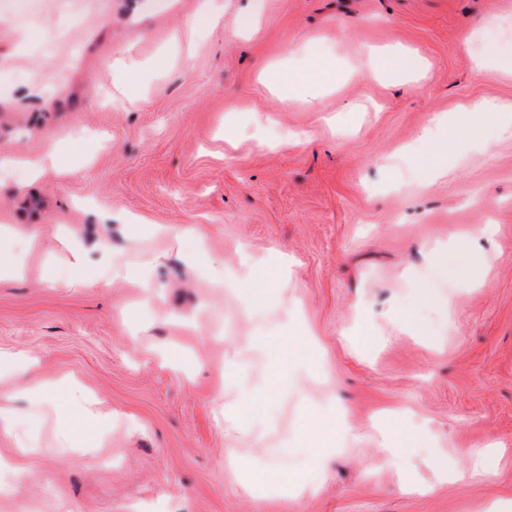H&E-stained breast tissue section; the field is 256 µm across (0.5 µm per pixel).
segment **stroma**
I'll list each match as a JSON object with an SVG mask.
<instances>
[{
  "instance_id": "35a3bbf8",
  "label": "stroma",
  "mask_w": 512,
  "mask_h": 512,
  "mask_svg": "<svg viewBox=\"0 0 512 512\" xmlns=\"http://www.w3.org/2000/svg\"><path fill=\"white\" fill-rule=\"evenodd\" d=\"M481 31L511 54L512 0H0V351L29 359L0 378V512H512V132L466 111L512 102V73H474ZM361 46L423 70L348 76ZM315 52L336 64L317 103L263 83ZM117 56L133 87L88 96ZM235 368L254 410L217 401ZM33 377L78 381L97 422L32 406ZM336 408L326 468H285ZM470 450L493 471L441 480Z\"/></svg>"
}]
</instances>
